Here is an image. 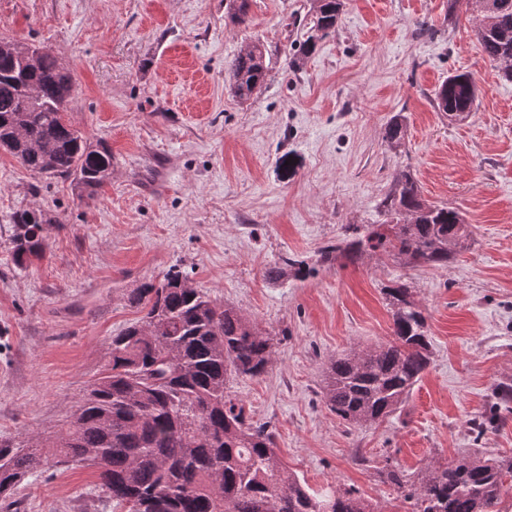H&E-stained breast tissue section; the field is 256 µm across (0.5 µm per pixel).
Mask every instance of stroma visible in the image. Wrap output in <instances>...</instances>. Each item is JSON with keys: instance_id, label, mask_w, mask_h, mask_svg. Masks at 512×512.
Masks as SVG:
<instances>
[{"instance_id": "1", "label": "stroma", "mask_w": 512, "mask_h": 512, "mask_svg": "<svg viewBox=\"0 0 512 512\" xmlns=\"http://www.w3.org/2000/svg\"><path fill=\"white\" fill-rule=\"evenodd\" d=\"M308 0H250L234 26L225 0H0V37L46 48L72 71L69 117L112 150L94 196L0 151V443L59 435L109 362L112 336L140 312L128 295L169 270L275 337L266 373L230 381L253 425L314 491L356 489L377 512H405L385 467L512 457V413L475 437L496 388L512 385V80L483 54L471 12L448 0H347L335 32L288 66L291 14ZM268 77L246 102L228 63L252 42ZM471 72L475 112L452 123L433 104L448 74ZM405 145L382 132L396 113ZM298 173L284 179L280 155ZM411 170L428 202L472 233L444 268L382 253L319 261L350 224H375L395 176ZM37 208L42 257L17 263L12 216ZM303 279H269L282 257ZM405 280L426 318L429 367L401 407L353 427L324 402L329 358L392 339L384 290ZM10 512H112L93 469L57 466L16 486Z\"/></svg>"}]
</instances>
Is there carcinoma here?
I'll return each instance as SVG.
<instances>
[{
	"label": "carcinoma",
	"mask_w": 512,
	"mask_h": 512,
	"mask_svg": "<svg viewBox=\"0 0 512 512\" xmlns=\"http://www.w3.org/2000/svg\"><path fill=\"white\" fill-rule=\"evenodd\" d=\"M476 13V37L484 55L512 80V0H466ZM345 0H312L307 17L293 18L302 41L288 65L299 69L318 40L335 31ZM249 0H228L227 15L246 22ZM233 96L257 94L267 78L265 49L254 43L228 65ZM40 100L26 105L25 87ZM75 79L49 53L31 70L0 48V150L30 172L70 179L95 194L112 176V150L86 138L68 117ZM479 88L469 72L451 73L434 93V106L450 121L475 111ZM406 125L396 115L383 140L403 145ZM380 224L348 226L342 238L321 250V260L351 261L382 252L409 268L446 267L468 247L462 214L422 198L409 171L400 172L378 203ZM14 257L21 264L43 251V225L53 217L24 209L12 217ZM311 269L285 258L268 276L304 278ZM180 272L167 273L129 297L145 312L112 337L110 361L87 389L69 426L55 442V464L79 463L98 470L100 488L123 512H374L352 488L311 490L278 457L272 433L247 422L244 409L226 394L238 377L265 373L273 336L233 307L195 288H180ZM392 309L393 338L353 348L328 361L324 399L353 426L372 425L394 413L431 360L426 318L411 288L396 281L384 288ZM42 449L0 446V489L13 488L42 470ZM512 459L430 462L417 478L390 468L387 481L408 503V512H499Z\"/></svg>",
	"instance_id": "cac0c4a2"
}]
</instances>
